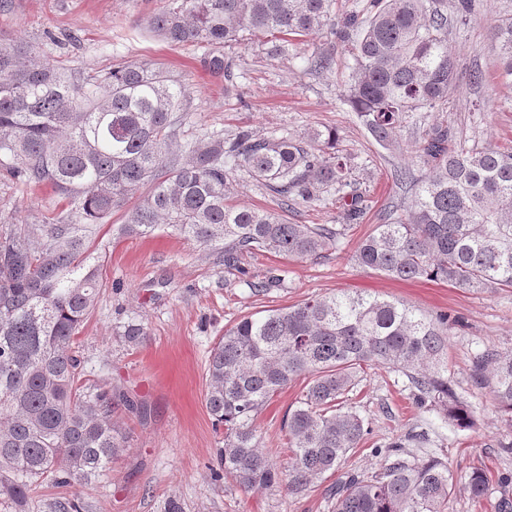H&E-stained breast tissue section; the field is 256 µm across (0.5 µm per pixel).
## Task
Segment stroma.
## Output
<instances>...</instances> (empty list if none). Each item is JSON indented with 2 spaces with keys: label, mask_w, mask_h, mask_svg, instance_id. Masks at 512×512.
Returning <instances> with one entry per match:
<instances>
[{
  "label": "stroma",
  "mask_w": 512,
  "mask_h": 512,
  "mask_svg": "<svg viewBox=\"0 0 512 512\" xmlns=\"http://www.w3.org/2000/svg\"><path fill=\"white\" fill-rule=\"evenodd\" d=\"M164 0H0V39L20 38L41 47L54 63L93 77L119 62H149L172 70L189 91L192 113L183 128L190 139L208 132L231 133L246 126L262 136L301 133L313 127L336 129L339 147L354 157L353 178L368 207L351 224H343L345 205L336 196L320 204L299 205L285 214L293 224L344 225L336 248L318 259H285L269 253L245 256L243 266L254 281L284 274L255 295L237 272L215 265L209 251L195 242L158 230L147 238H115L111 224L125 221L114 212L102 226L106 246L100 300L85 321L79 341L91 380L145 405L146 416L119 409L113 420L124 436L121 451L109 467L79 486L84 512H331L327 484L291 497L278 488L243 492L219 476L217 450L224 432L214 426L205 406L206 365L210 351L226 328L246 316L301 303L313 295L364 292L416 306L433 314L460 317L461 327L448 338V380L479 421L461 429L436 408L418 407L405 376L384 367H366L361 383L348 396L368 422L369 433L348 455L345 469L371 472L384 458L381 448L401 443L411 457L437 456L454 479L448 512H499L512 493V417L496 411L487 390L470 378L472 357L487 348L512 349V289L458 288L434 281H402L360 267L353 255L383 214L407 204L410 195L396 179L399 169L426 172L418 158V133L439 120L436 112L407 118L395 144H377L345 100L348 56L336 46L335 62L311 70V56L327 46L319 34L300 44L295 55L270 60L248 39L228 49L237 65L232 91L223 78L202 65L205 50L171 45L156 36L149 17ZM512 15V0H473L468 24L454 32L448 47L460 69L479 67L481 84L461 83L448 105L458 136L482 146L512 143V83L492 64L487 43L491 29ZM77 35L76 44L57 46V37ZM60 209L57 197L42 184H22L0 170V221L41 224ZM143 323L142 343L122 336L127 322ZM306 381L296 378L275 395L255 418L261 446L274 462L287 459L282 419ZM416 441H409V434ZM489 481L484 499L467 489L474 470ZM68 488H41L28 512H47V503L70 497Z\"/></svg>",
  "instance_id": "obj_1"
}]
</instances>
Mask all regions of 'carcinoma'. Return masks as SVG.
Segmentation results:
<instances>
[{"label": "carcinoma", "instance_id": "carcinoma-1", "mask_svg": "<svg viewBox=\"0 0 512 512\" xmlns=\"http://www.w3.org/2000/svg\"><path fill=\"white\" fill-rule=\"evenodd\" d=\"M332 0H167L149 26L172 45L207 48L205 66L234 86L224 49L262 37L269 58L292 41L325 30L348 45L347 101L378 144L396 142L401 123L421 108L442 110L465 77L448 50L472 0H366L341 20ZM492 63L512 77V17L490 36ZM186 87L147 63L120 62L84 78L51 64L23 39L0 44V168L21 183L49 186L62 209L48 224L0 225V497L26 512L44 484L77 486L106 470L121 448L112 408L121 396L90 382L80 330L100 298L101 255L91 252L102 223L143 186L149 193L116 228L147 237L165 225L246 275L247 253L315 258L342 230L291 224L282 215L229 201L230 170L243 167L280 209L334 193L357 220L364 199L349 192L355 164L336 149L332 129L259 136L241 126L178 142ZM422 177L404 169L411 200L392 210L355 254L390 278L439 280L459 288H512V150L467 145L447 122L423 131ZM448 313L369 293L314 296L247 316L226 329L207 364L205 405L224 427V476L245 491L282 488L301 496L339 471L368 434L342 399L365 366L404 375L415 402L439 409L459 428L477 416L448 383ZM307 383L284 416L288 461L260 448L258 411L297 377ZM473 383L512 415V350L486 349L470 366ZM400 444L371 474L346 472L330 489L333 512H448L454 492L439 458L409 460ZM486 476L468 491L482 497Z\"/></svg>", "mask_w": 512, "mask_h": 512}]
</instances>
